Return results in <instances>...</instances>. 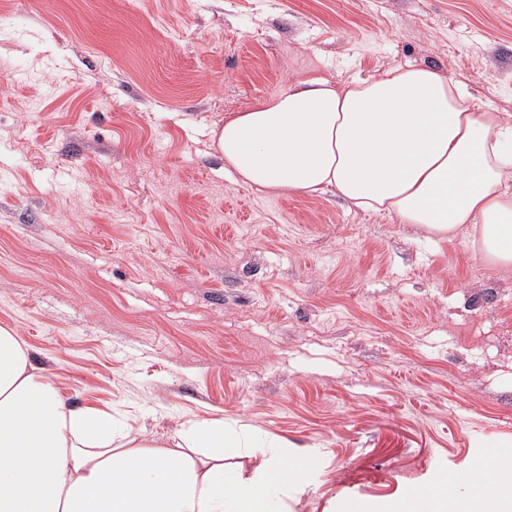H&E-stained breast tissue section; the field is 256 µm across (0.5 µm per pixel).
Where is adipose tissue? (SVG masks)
<instances>
[{
  "instance_id": "obj_1",
  "label": "adipose tissue",
  "mask_w": 512,
  "mask_h": 512,
  "mask_svg": "<svg viewBox=\"0 0 512 512\" xmlns=\"http://www.w3.org/2000/svg\"><path fill=\"white\" fill-rule=\"evenodd\" d=\"M211 140L237 183L332 193L443 239L464 230L489 266L512 268V128L436 68L337 83L308 61ZM228 443L220 417L170 448L108 412L68 408L0 328V512H285L287 468L273 457L240 479L224 469Z\"/></svg>"
}]
</instances>
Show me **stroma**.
I'll return each mask as SVG.
<instances>
[{"instance_id":"stroma-1","label":"stroma","mask_w":512,"mask_h":512,"mask_svg":"<svg viewBox=\"0 0 512 512\" xmlns=\"http://www.w3.org/2000/svg\"><path fill=\"white\" fill-rule=\"evenodd\" d=\"M315 57L434 67L512 125V0H0V327L68 406L166 443L223 418L243 479L304 466L288 512L466 494L512 454V268L211 147Z\"/></svg>"}]
</instances>
